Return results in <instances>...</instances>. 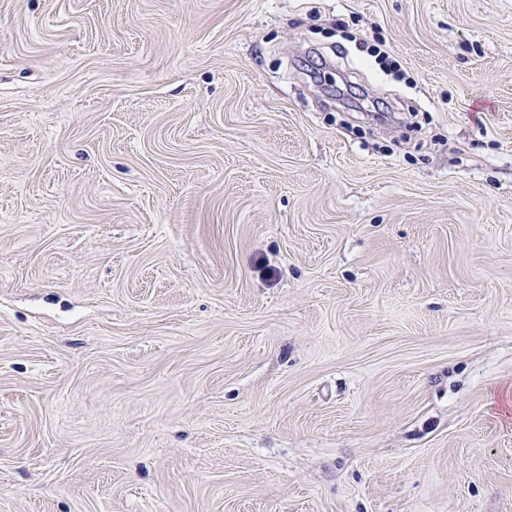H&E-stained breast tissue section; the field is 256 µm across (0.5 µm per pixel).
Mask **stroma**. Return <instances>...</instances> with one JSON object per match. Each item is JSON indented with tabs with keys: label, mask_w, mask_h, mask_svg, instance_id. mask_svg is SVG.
<instances>
[{
	"label": "stroma",
	"mask_w": 512,
	"mask_h": 512,
	"mask_svg": "<svg viewBox=\"0 0 512 512\" xmlns=\"http://www.w3.org/2000/svg\"><path fill=\"white\" fill-rule=\"evenodd\" d=\"M0 512H512V0H0Z\"/></svg>",
	"instance_id": "obj_1"
}]
</instances>
